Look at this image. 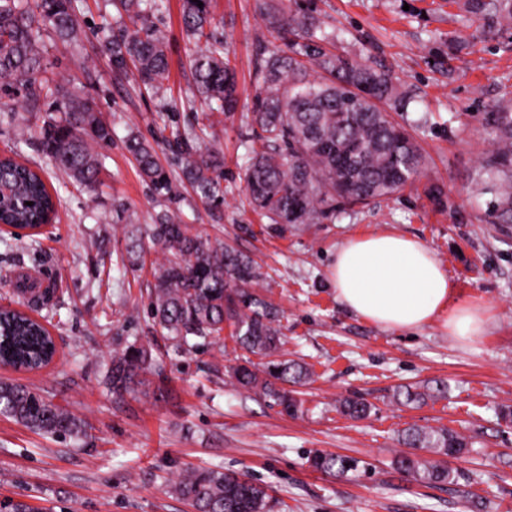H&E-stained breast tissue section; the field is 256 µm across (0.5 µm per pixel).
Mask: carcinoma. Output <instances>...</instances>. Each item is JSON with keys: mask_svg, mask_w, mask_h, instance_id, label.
Here are the masks:
<instances>
[{"mask_svg": "<svg viewBox=\"0 0 512 512\" xmlns=\"http://www.w3.org/2000/svg\"><path fill=\"white\" fill-rule=\"evenodd\" d=\"M183 0L182 25L198 47L191 59L193 94L200 100L203 118L172 136L185 148L179 178L188 182L197 198L210 205L224 202V156L211 144L215 112L235 111L238 100L236 69L224 37L215 32L212 0ZM163 0H114L118 12L132 27L122 25L109 44L114 67L136 72L140 82L162 89L169 79L168 43L153 22ZM467 14L493 34L512 25V0H464ZM267 25L282 48L261 53L255 61V89L251 98V125L255 139L243 141V182L249 204L270 224H324L334 222L349 208L377 199H389L411 186L425 165L423 150L412 133L392 120L402 112L409 91L383 66L337 52L336 35L325 32V21L299 0H263ZM60 40L77 41L72 0H0V86L25 90L26 104L35 108L42 99L55 98L52 118L39 130L44 154L73 182L96 191L102 185V163L91 144L112 141V126L101 121L93 104L69 79L46 76L42 49L45 30ZM319 77L310 79V72ZM490 128L495 148L482 165L483 183L494 192L497 223L512 224V110L492 113ZM142 178L153 194H174L169 173L160 165L152 143L136 133L124 140ZM0 183L10 194L0 200V221L39 225L55 211V202L41 176L10 158L0 162ZM126 259L145 267L138 229L126 231ZM155 245L163 251L161 263H151L154 280L150 315L165 330L164 339L177 354L193 351L199 341L220 337L224 325L241 349L268 361L257 366L245 358L225 367L231 384L273 402L289 415L302 411L292 387L311 378L307 364L285 357L279 318L262 293L264 274L241 250L191 235L181 217L170 209L156 213L151 227ZM51 336L41 322L13 309L0 310V364L38 367L49 359ZM149 350L129 345L112 354V391L131 393L152 373ZM441 381L403 386L395 397L404 404L421 403L444 395ZM336 409L353 418L370 415L372 404L363 398L336 401ZM0 414L47 435L82 438L87 425L72 412L34 389L0 381ZM398 442L413 449L393 460L394 469L433 484L451 483L445 459H459L467 439L445 427L403 429ZM312 468L331 476L357 469L358 461L315 451ZM195 512H271L266 485L244 473L217 469H189L171 485Z\"/></svg>", "mask_w": 512, "mask_h": 512, "instance_id": "cac0c4a2", "label": "carcinoma"}]
</instances>
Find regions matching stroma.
<instances>
[{
  "label": "stroma",
  "mask_w": 512,
  "mask_h": 512,
  "mask_svg": "<svg viewBox=\"0 0 512 512\" xmlns=\"http://www.w3.org/2000/svg\"><path fill=\"white\" fill-rule=\"evenodd\" d=\"M261 0H214L213 12L236 65V112L211 117L224 154V202L208 206L187 183L171 203L190 233L220 236L269 274L265 294L278 309L289 358L313 373L298 397L302 411L240 392L224 367L241 351L229 334L177 355L150 316L153 280L117 265L130 223L145 226L163 207L141 179L123 141L137 131L161 164L178 171L166 141L172 123L195 121L187 103L194 48L182 32L181 0H167L156 25L170 42L167 90L152 93L114 69L108 43L120 23L108 0H77L79 39L45 41L49 70L68 75L112 127L99 147V194L72 183L42 154L36 134L50 113L21 109L23 92L0 90V154L39 170L59 198L58 217L35 246L0 245V306L41 320L57 355L36 372L0 366L9 380L50 396L84 420L88 437H50L0 415V505L31 512H191L167 486L189 468L244 472L268 486L273 512H512V225L496 224L492 194L481 193L480 162L494 148L487 117L512 107V27L490 38L468 20L463 0H313L339 50L392 70L409 90L397 122L410 125L428 163L415 186L342 215L335 223L279 229L252 212L242 193L241 142L252 136L254 61L276 40ZM440 191L434 204L430 191ZM399 234L427 245L447 271L458 301L490 306L479 341L461 345L430 326L398 333L362 320L336 299L329 265L357 234ZM150 349L156 373L146 393L118 396L107 383L112 352ZM448 384L445 398L420 406L393 401L395 387ZM362 395L374 409L363 420L336 410ZM447 427L471 446L453 461V483L429 486L391 467L409 425ZM358 459L359 470L328 476L310 468V452Z\"/></svg>",
  "instance_id": "obj_1"
}]
</instances>
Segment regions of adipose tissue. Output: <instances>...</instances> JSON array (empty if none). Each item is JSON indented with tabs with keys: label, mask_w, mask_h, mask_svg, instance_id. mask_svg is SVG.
<instances>
[{
	"label": "adipose tissue",
	"mask_w": 512,
	"mask_h": 512,
	"mask_svg": "<svg viewBox=\"0 0 512 512\" xmlns=\"http://www.w3.org/2000/svg\"><path fill=\"white\" fill-rule=\"evenodd\" d=\"M337 301L362 319L396 332L436 325L462 343L485 335L484 305L453 303L454 284L421 241L363 234L341 245L330 265Z\"/></svg>",
	"instance_id": "ef3b65f1"
}]
</instances>
